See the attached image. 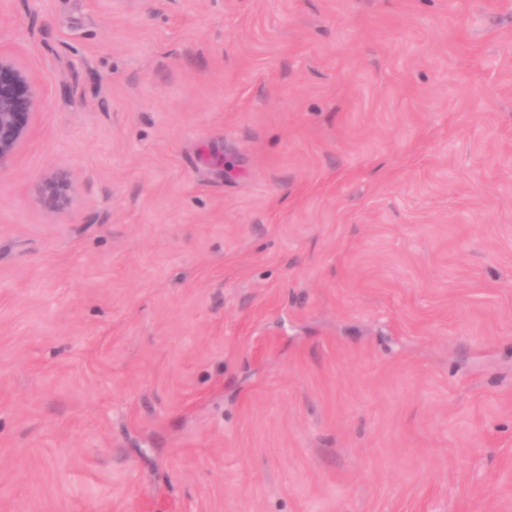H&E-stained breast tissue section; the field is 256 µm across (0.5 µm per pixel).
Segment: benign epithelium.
<instances>
[{
  "mask_svg": "<svg viewBox=\"0 0 512 512\" xmlns=\"http://www.w3.org/2000/svg\"><path fill=\"white\" fill-rule=\"evenodd\" d=\"M37 114V94L31 75L13 56L0 51V165L13 158L29 138ZM68 181L59 176L44 181L39 194L49 210L64 208Z\"/></svg>",
  "mask_w": 512,
  "mask_h": 512,
  "instance_id": "1",
  "label": "benign epithelium"
}]
</instances>
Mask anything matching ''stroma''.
Segmentation results:
<instances>
[{
    "mask_svg": "<svg viewBox=\"0 0 512 512\" xmlns=\"http://www.w3.org/2000/svg\"><path fill=\"white\" fill-rule=\"evenodd\" d=\"M0 51V512H512V0H0ZM36 114L31 75L13 56L0 51V167L29 138ZM68 187L67 179L62 176L44 181L39 188L41 202L49 210L64 208L68 200Z\"/></svg>",
    "mask_w": 512,
    "mask_h": 512,
    "instance_id": "1",
    "label": "stroma"
}]
</instances>
